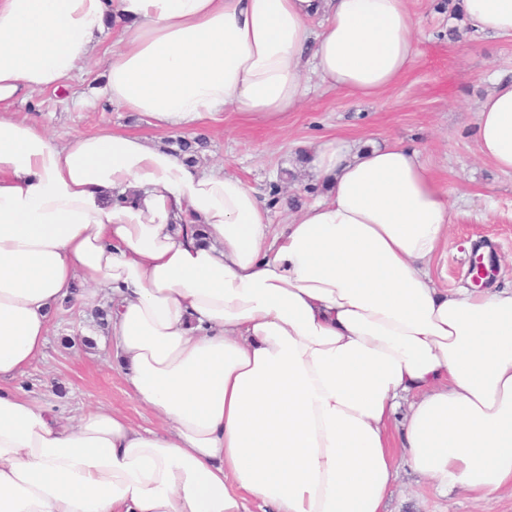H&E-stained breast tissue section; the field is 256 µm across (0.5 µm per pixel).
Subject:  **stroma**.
Wrapping results in <instances>:
<instances>
[{
    "instance_id": "obj_1",
    "label": "stroma",
    "mask_w": 512,
    "mask_h": 512,
    "mask_svg": "<svg viewBox=\"0 0 512 512\" xmlns=\"http://www.w3.org/2000/svg\"><path fill=\"white\" fill-rule=\"evenodd\" d=\"M407 6L420 21L419 56L413 68L378 98L364 100L316 83L282 126L245 122L230 113L223 123L198 127L188 137L202 141L197 153L201 166L238 176L260 193L277 227L325 196V186L308 166L320 143L340 137L353 147L367 141L409 145L449 191V242L431 265L434 286L472 287L469 271L475 252L486 246L490 257L484 287L511 290L512 175L480 158L472 131L493 78L512 74V38L471 34L453 0H407ZM113 42V36H105L103 52ZM103 52L70 87L16 103L14 112L60 143L75 134L107 130L157 139L158 131L145 117L116 106H73L75 94L103 83ZM84 331L105 335L96 308L76 300L60 305L43 356L16 379V386L72 416L100 407L122 412L136 425L158 427V419L129 396L112 351L84 345L79 340ZM386 508L512 512V498L487 503L459 489L440 496L402 468L390 487Z\"/></svg>"
}]
</instances>
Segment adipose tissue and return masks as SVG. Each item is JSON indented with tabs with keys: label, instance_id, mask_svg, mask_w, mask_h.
I'll list each match as a JSON object with an SVG mask.
<instances>
[{
	"label": "adipose tissue",
	"instance_id": "adipose-tissue-1",
	"mask_svg": "<svg viewBox=\"0 0 512 512\" xmlns=\"http://www.w3.org/2000/svg\"><path fill=\"white\" fill-rule=\"evenodd\" d=\"M457 5L512 37V0ZM419 28L406 0H0V512H387L402 467L441 494L512 495V290L433 287L450 207L415 150L322 144L326 197L274 234L239 177L134 133L60 144L12 110L111 29L100 99L162 132L229 108L276 125L309 73L379 97ZM473 135L512 173L511 77ZM80 282L88 305L109 297L123 379L161 427L11 388Z\"/></svg>",
	"mask_w": 512,
	"mask_h": 512
}]
</instances>
